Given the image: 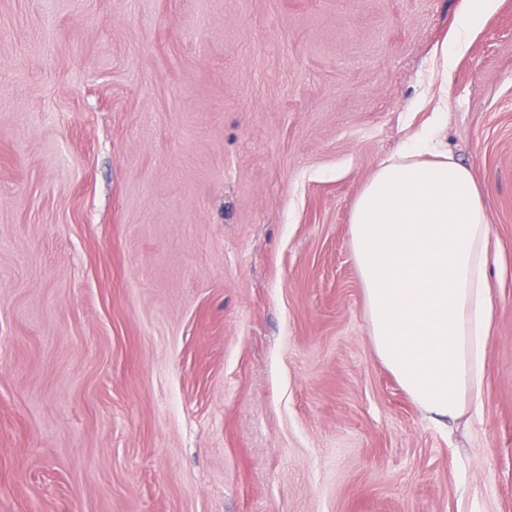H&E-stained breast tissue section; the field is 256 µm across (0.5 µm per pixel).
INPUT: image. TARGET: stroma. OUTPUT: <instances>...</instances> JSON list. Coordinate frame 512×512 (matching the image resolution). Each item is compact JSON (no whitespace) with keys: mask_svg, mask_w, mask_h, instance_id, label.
<instances>
[{"mask_svg":"<svg viewBox=\"0 0 512 512\" xmlns=\"http://www.w3.org/2000/svg\"><path fill=\"white\" fill-rule=\"evenodd\" d=\"M0 0V512H512V0ZM440 139L485 200L479 409L376 356L349 235ZM456 21V36L443 46L441 52L442 74L448 75L456 57L468 46L472 34L482 25L484 20L495 10L497 0H467Z\"/></svg>","mask_w":512,"mask_h":512,"instance_id":"35a3bbf8","label":"stroma"}]
</instances>
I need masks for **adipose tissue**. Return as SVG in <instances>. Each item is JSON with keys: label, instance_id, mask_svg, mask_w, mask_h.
Segmentation results:
<instances>
[{"label": "adipose tissue", "instance_id": "adipose-tissue-1", "mask_svg": "<svg viewBox=\"0 0 512 512\" xmlns=\"http://www.w3.org/2000/svg\"><path fill=\"white\" fill-rule=\"evenodd\" d=\"M496 3L467 0L443 70ZM350 238L378 358L434 418L478 405L490 226L473 173L449 155L438 127L415 132L380 163L352 209Z\"/></svg>", "mask_w": 512, "mask_h": 512}]
</instances>
